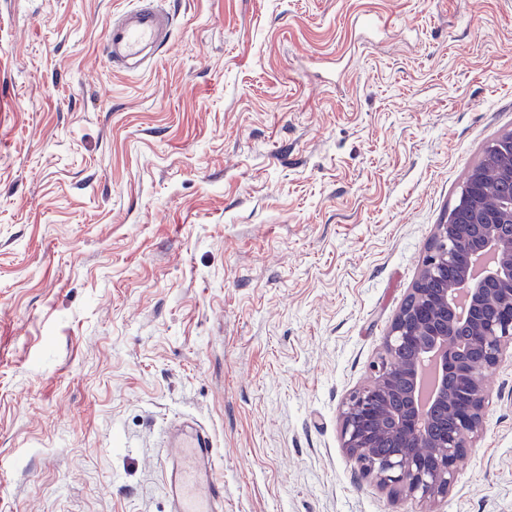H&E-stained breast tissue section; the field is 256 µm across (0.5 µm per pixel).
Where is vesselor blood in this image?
Listing matches in <instances>:
<instances>
[{"mask_svg": "<svg viewBox=\"0 0 512 512\" xmlns=\"http://www.w3.org/2000/svg\"><path fill=\"white\" fill-rule=\"evenodd\" d=\"M172 15L164 0H134L112 14L104 28L102 53L115 69L142 71L169 42ZM166 485L170 512H224V485L216 481L211 432L178 423L171 429Z\"/></svg>", "mask_w": 512, "mask_h": 512, "instance_id": "vessel-or-blood-1", "label": "vessel or blood"}]
</instances>
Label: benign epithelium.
Returning <instances> with one entry per match:
<instances>
[{
    "label": "benign epithelium",
    "mask_w": 512,
    "mask_h": 512,
    "mask_svg": "<svg viewBox=\"0 0 512 512\" xmlns=\"http://www.w3.org/2000/svg\"><path fill=\"white\" fill-rule=\"evenodd\" d=\"M467 223L440 224L428 245L427 259L409 298L385 336L384 353L372 365L370 384L352 392L340 413L342 445L359 466V473L383 487L398 486L424 501L445 498L451 491L458 461L469 441L483 430L488 395L483 383L486 368L512 354V236L498 225L512 223V199L494 197L486 181L478 179L466 198ZM486 252L493 261L479 274L466 273L437 298L424 288L448 267L459 252ZM464 297L471 336H455L453 307ZM496 307L495 319L483 317L486 306ZM413 349L403 361L400 350ZM483 351L481 364L468 359L472 350ZM434 361L432 407L420 409L421 363ZM403 373L406 390H394V376ZM452 413L456 428L448 432L442 415ZM393 433L402 453L386 459L372 454L375 442Z\"/></svg>",
    "instance_id": "benign-epithelium-1"
}]
</instances>
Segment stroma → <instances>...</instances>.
I'll use <instances>...</instances> for the list:
<instances>
[{"label": "stroma", "instance_id": "1", "mask_svg": "<svg viewBox=\"0 0 512 512\" xmlns=\"http://www.w3.org/2000/svg\"><path fill=\"white\" fill-rule=\"evenodd\" d=\"M0 0V512H168L165 427L211 431L224 512H512V359L427 505L354 471L425 248L512 131V0ZM112 13L104 28L102 53L113 69L146 70L169 42L172 15L163 0H136Z\"/></svg>", "mask_w": 512, "mask_h": 512}]
</instances>
